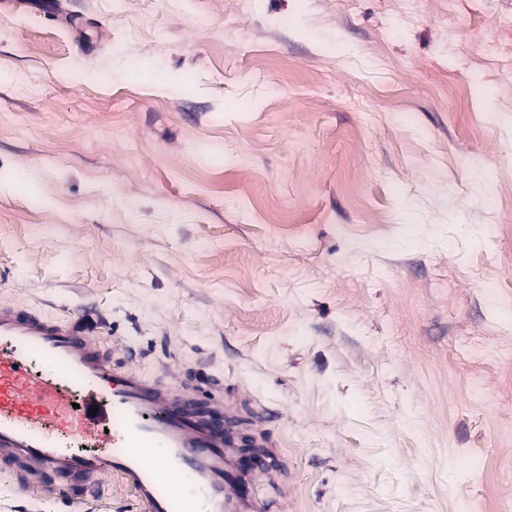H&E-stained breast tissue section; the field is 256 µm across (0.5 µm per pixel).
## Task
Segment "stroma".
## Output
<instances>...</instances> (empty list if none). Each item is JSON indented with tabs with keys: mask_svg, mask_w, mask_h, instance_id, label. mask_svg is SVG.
<instances>
[{
	"mask_svg": "<svg viewBox=\"0 0 512 512\" xmlns=\"http://www.w3.org/2000/svg\"><path fill=\"white\" fill-rule=\"evenodd\" d=\"M38 2L0 9V302L228 402L280 455L264 512L512 506V375L469 353L512 345V237L445 161L512 170V65L473 52L512 0ZM0 512L141 510L0 474Z\"/></svg>",
	"mask_w": 512,
	"mask_h": 512,
	"instance_id": "stroma-1",
	"label": "stroma"
}]
</instances>
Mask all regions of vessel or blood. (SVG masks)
I'll return each instance as SVG.
<instances>
[{"label":"vessel or blood","instance_id":"vessel-or-blood-1","mask_svg":"<svg viewBox=\"0 0 512 512\" xmlns=\"http://www.w3.org/2000/svg\"><path fill=\"white\" fill-rule=\"evenodd\" d=\"M193 400L114 363L82 318L61 321L0 302V470L28 465L21 489L51 494L63 483L119 477L144 512H259L250 475L228 454L229 430ZM92 443L91 454L70 449Z\"/></svg>","mask_w":512,"mask_h":512}]
</instances>
